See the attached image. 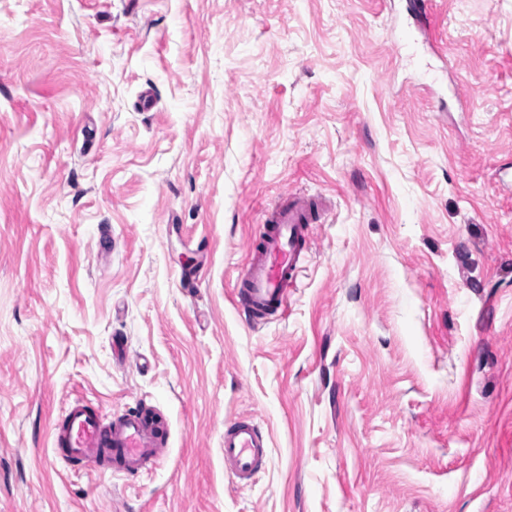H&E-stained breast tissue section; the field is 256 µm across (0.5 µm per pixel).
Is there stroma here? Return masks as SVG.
<instances>
[{
    "instance_id": "35a3bbf8",
    "label": "stroma",
    "mask_w": 512,
    "mask_h": 512,
    "mask_svg": "<svg viewBox=\"0 0 512 512\" xmlns=\"http://www.w3.org/2000/svg\"><path fill=\"white\" fill-rule=\"evenodd\" d=\"M510 178L512 0H0V512H512ZM291 192L329 206L255 322ZM78 396L160 410L163 466L54 459ZM318 198L294 193L267 210L263 231L249 244L238 297L255 321L288 312V287L302 264L306 226L316 220ZM269 436L249 419L224 427V469L240 482L250 481L269 456Z\"/></svg>"
}]
</instances>
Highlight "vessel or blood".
<instances>
[{
  "label": "vessel or blood",
  "instance_id": "b4317fda",
  "mask_svg": "<svg viewBox=\"0 0 512 512\" xmlns=\"http://www.w3.org/2000/svg\"><path fill=\"white\" fill-rule=\"evenodd\" d=\"M318 214L316 198L294 193L267 210L263 230L249 245L239 298L254 320L288 311V288L302 264L306 226ZM57 457L77 469L136 476L150 471L166 454L163 422L146 413L107 420L83 400L69 403L52 428ZM270 440L251 420L224 428V469L241 482L250 481L266 463Z\"/></svg>",
  "mask_w": 512,
  "mask_h": 512
}]
</instances>
